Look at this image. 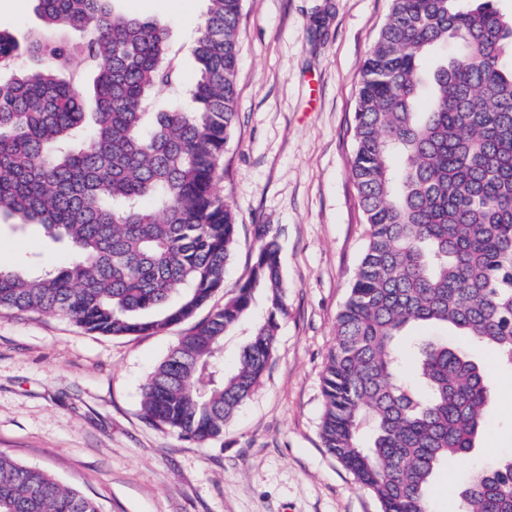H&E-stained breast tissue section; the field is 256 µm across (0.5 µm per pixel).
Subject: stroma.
<instances>
[{"label": "stroma", "mask_w": 512, "mask_h": 512, "mask_svg": "<svg viewBox=\"0 0 512 512\" xmlns=\"http://www.w3.org/2000/svg\"><path fill=\"white\" fill-rule=\"evenodd\" d=\"M168 27L183 89L197 77L192 34L204 0H110ZM389 0H243L237 120L217 192L234 208L237 244L204 319L249 276L254 228L278 231L287 314L276 351L224 437L205 445L147 422L142 387L182 326L143 336L89 333L55 315L0 311V454L79 487L101 512H380L375 497L322 445V375L336 315L355 276L365 226L350 177L349 127L365 56ZM44 24L35 0H0V29L27 41ZM64 266V244L33 226H0V266L29 255ZM488 366L496 392L474 453L441 469L430 512H451L456 488L512 453V373Z\"/></svg>", "instance_id": "stroma-1"}]
</instances>
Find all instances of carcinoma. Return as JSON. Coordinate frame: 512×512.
Here are the masks:
<instances>
[{
  "label": "carcinoma",
  "mask_w": 512,
  "mask_h": 512,
  "mask_svg": "<svg viewBox=\"0 0 512 512\" xmlns=\"http://www.w3.org/2000/svg\"><path fill=\"white\" fill-rule=\"evenodd\" d=\"M189 104L148 111L174 89L166 27L108 0H37L48 25L80 34L19 43L0 31V221L66 243L70 263L0 268V310L61 316L91 333L153 334L224 287L237 219L215 188L236 119L242 0H206ZM498 0H391L364 60L350 177L367 226L322 379L320 436L381 512H430L437 472L469 456L495 403L460 343L422 341L416 379L398 338L442 325L512 372V16ZM98 65L93 111L66 79ZM85 137L75 143L74 133ZM248 279L186 328L143 388L150 423L205 444L257 390L286 314L277 234L255 230ZM239 364L224 338L252 311ZM455 512H512V454L462 483ZM0 512H100L47 470L0 454Z\"/></svg>",
  "instance_id": "carcinoma-1"
}]
</instances>
